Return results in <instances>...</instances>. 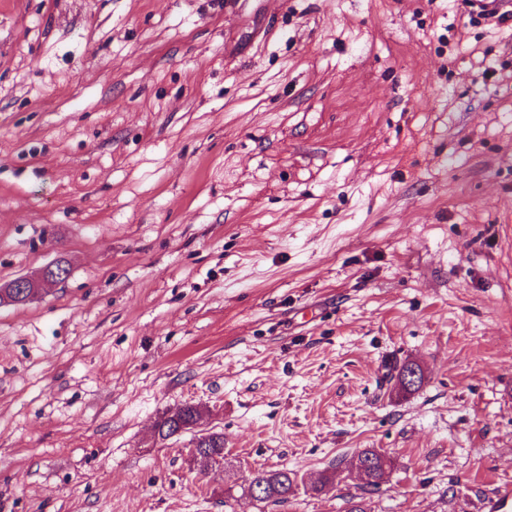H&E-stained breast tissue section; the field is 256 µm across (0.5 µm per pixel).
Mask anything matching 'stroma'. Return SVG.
I'll return each mask as SVG.
<instances>
[{"label": "stroma", "mask_w": 512, "mask_h": 512, "mask_svg": "<svg viewBox=\"0 0 512 512\" xmlns=\"http://www.w3.org/2000/svg\"><path fill=\"white\" fill-rule=\"evenodd\" d=\"M60 260L0 305V512H483L512 482V22L0 0V284ZM187 404L225 469L155 438ZM279 469L288 503L247 494ZM68 273L62 264L51 263L42 268L37 277L20 276L5 288L0 287V304L13 302L12 288L18 291L20 302L17 304H26L38 296L47 292L50 286L63 281ZM53 282V283H51ZM360 461L363 464V487L365 492L378 491L386 478L393 470L392 459L385 452L374 448L365 449L360 454Z\"/></svg>", "instance_id": "obj_1"}]
</instances>
